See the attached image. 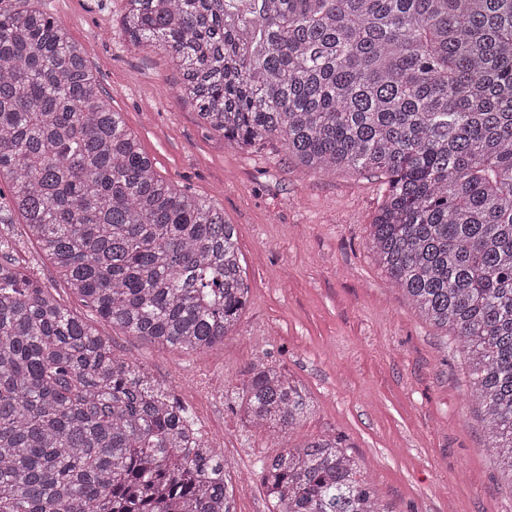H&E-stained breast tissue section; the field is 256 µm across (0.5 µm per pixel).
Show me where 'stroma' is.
<instances>
[{
	"mask_svg": "<svg viewBox=\"0 0 512 512\" xmlns=\"http://www.w3.org/2000/svg\"><path fill=\"white\" fill-rule=\"evenodd\" d=\"M41 2L82 46L157 174L213 202L233 224L249 300L234 335L186 352L100 318L59 278L21 218L0 224V241L15 264L53 286L64 306L109 338L116 355L180 392L195 426L223 439L219 453L236 512L270 508L257 459L270 454L272 442L245 429L228 398L261 350L316 401L290 444L325 432L345 435L366 480L395 512H512V477L485 452L462 354L447 349L444 331L390 285L368 246L381 177L309 174L275 141L227 146L178 95L180 73L169 57L120 38L121 0ZM205 373L223 374L221 401L184 393L185 379Z\"/></svg>",
	"mask_w": 512,
	"mask_h": 512,
	"instance_id": "35a3bbf8",
	"label": "stroma"
}]
</instances>
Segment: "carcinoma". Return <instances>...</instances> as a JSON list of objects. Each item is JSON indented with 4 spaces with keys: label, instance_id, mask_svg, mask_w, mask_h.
I'll use <instances>...</instances> for the list:
<instances>
[{
    "label": "carcinoma",
    "instance_id": "obj_1",
    "mask_svg": "<svg viewBox=\"0 0 512 512\" xmlns=\"http://www.w3.org/2000/svg\"><path fill=\"white\" fill-rule=\"evenodd\" d=\"M121 34L165 52L224 141L274 139L310 173H378L369 248L464 354L486 449L512 476V0H124ZM0 224L133 336L192 352L249 292L213 203L154 170L80 45L0 0ZM243 423L285 438L306 389L256 355ZM170 389L0 258V512H236L224 461ZM270 512H393L345 436L258 460Z\"/></svg>",
    "mask_w": 512,
    "mask_h": 512
}]
</instances>
